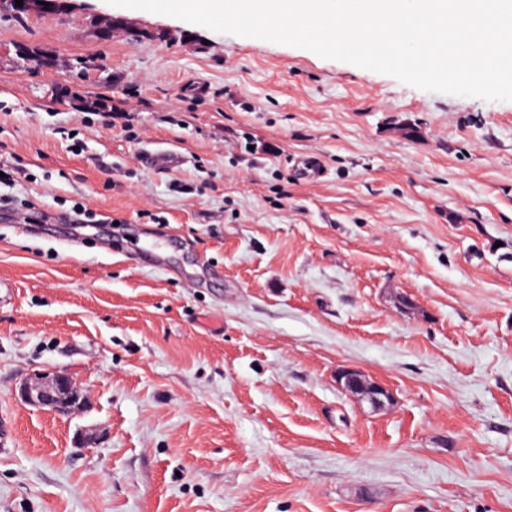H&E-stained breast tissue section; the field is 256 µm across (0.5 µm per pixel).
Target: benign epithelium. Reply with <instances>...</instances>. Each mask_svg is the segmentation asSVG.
Listing matches in <instances>:
<instances>
[{
    "mask_svg": "<svg viewBox=\"0 0 512 512\" xmlns=\"http://www.w3.org/2000/svg\"><path fill=\"white\" fill-rule=\"evenodd\" d=\"M59 0H23L16 5L15 0H0V6H7L15 13L50 11ZM336 383L347 393L359 395L360 400L373 408L384 406L392 399L390 390L377 382H372L367 391H362V373L352 368H342L336 372ZM19 397L25 403L47 406L60 416H70L83 406L81 388L73 377L65 373H45L35 379L24 381L18 389Z\"/></svg>",
    "mask_w": 512,
    "mask_h": 512,
    "instance_id": "obj_1",
    "label": "benign epithelium"
}]
</instances>
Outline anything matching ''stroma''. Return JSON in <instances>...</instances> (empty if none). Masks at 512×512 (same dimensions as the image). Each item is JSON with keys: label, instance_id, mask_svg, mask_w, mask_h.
<instances>
[{"label": "stroma", "instance_id": "1", "mask_svg": "<svg viewBox=\"0 0 512 512\" xmlns=\"http://www.w3.org/2000/svg\"><path fill=\"white\" fill-rule=\"evenodd\" d=\"M0 159V512H512V101L67 0L0 10ZM141 159L144 167L151 171L171 170L184 163V156L174 147L147 145L143 148ZM362 373L352 368H342L336 372V383L347 393L359 396L360 400L366 401L373 408L384 406L386 401L392 399L390 390L377 382H371L366 392H362ZM18 393L25 403L48 406L60 416H70L83 406L79 383L65 373H45L34 380H26L19 386Z\"/></svg>", "mask_w": 512, "mask_h": 512}]
</instances>
